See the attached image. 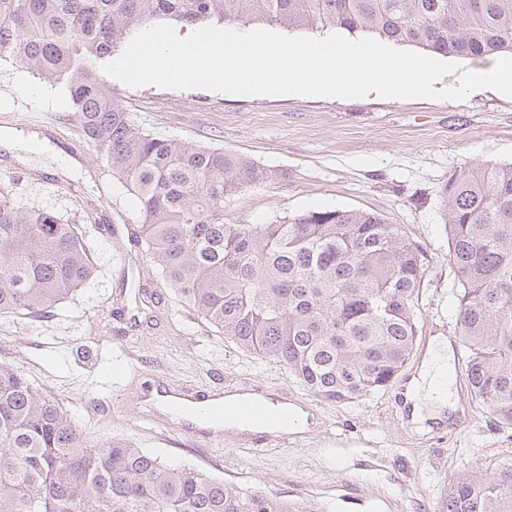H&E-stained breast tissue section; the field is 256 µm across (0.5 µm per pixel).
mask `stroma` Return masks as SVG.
<instances>
[{"instance_id": "obj_1", "label": "stroma", "mask_w": 512, "mask_h": 512, "mask_svg": "<svg viewBox=\"0 0 512 512\" xmlns=\"http://www.w3.org/2000/svg\"><path fill=\"white\" fill-rule=\"evenodd\" d=\"M119 104L155 135L224 147L287 170L224 203L228 224H266L309 210L375 211L427 253L418 329L455 328L456 287L448 263L442 189L464 166L512 163V98L481 89L467 99L384 100L240 96L203 89L131 88L111 80ZM48 137L54 152L21 161L0 148V171L23 205L92 231L97 277L29 333L0 319V363L20 370L99 442L119 439L171 465H190L244 490H260L327 512H438L450 483L480 466L512 463V434L481 406L469 427L446 438L399 425L396 387L330 404L289 378L276 361L240 349L181 302L137 241L135 205L120 183L98 180L100 153L80 136L67 93L20 64L0 61V129ZM80 171L62 172L55 153ZM115 227L105 235L97 225ZM205 387L222 381L289 391L322 421L288 448H249L226 430L213 444L142 421L135 393L157 381Z\"/></svg>"}]
</instances>
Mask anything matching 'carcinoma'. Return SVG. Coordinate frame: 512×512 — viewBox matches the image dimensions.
<instances>
[{
  "label": "carcinoma",
  "instance_id": "cac0c4a2",
  "mask_svg": "<svg viewBox=\"0 0 512 512\" xmlns=\"http://www.w3.org/2000/svg\"><path fill=\"white\" fill-rule=\"evenodd\" d=\"M341 29L441 55L512 53V0H0V59L69 94L84 139L135 198L140 241L181 300L224 337L281 363L328 403L387 388L418 336L427 255L366 210L224 223V201L287 178L224 148L158 137L102 66L136 27ZM456 328L471 394L512 430V163L460 169L443 190ZM89 235L0 187V317L41 318L93 276ZM0 512H324L94 441L17 368L0 364ZM440 512H512V465L456 479Z\"/></svg>",
  "mask_w": 512,
  "mask_h": 512
}]
</instances>
